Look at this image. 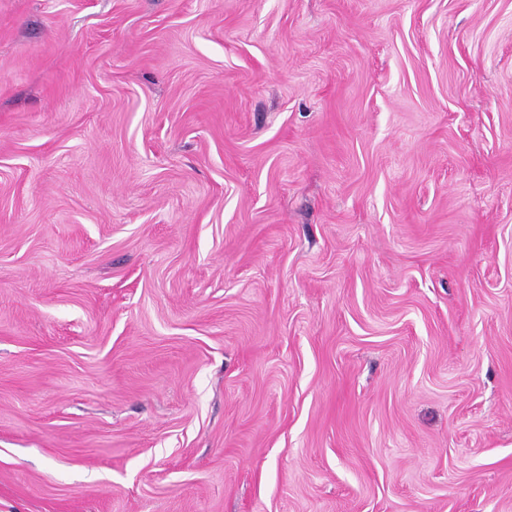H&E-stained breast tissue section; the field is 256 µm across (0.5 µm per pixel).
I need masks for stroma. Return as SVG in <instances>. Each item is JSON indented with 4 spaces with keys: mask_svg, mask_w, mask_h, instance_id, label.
Listing matches in <instances>:
<instances>
[{
    "mask_svg": "<svg viewBox=\"0 0 512 512\" xmlns=\"http://www.w3.org/2000/svg\"><path fill=\"white\" fill-rule=\"evenodd\" d=\"M0 512H512V0H0Z\"/></svg>",
    "mask_w": 512,
    "mask_h": 512,
    "instance_id": "stroma-1",
    "label": "stroma"
}]
</instances>
